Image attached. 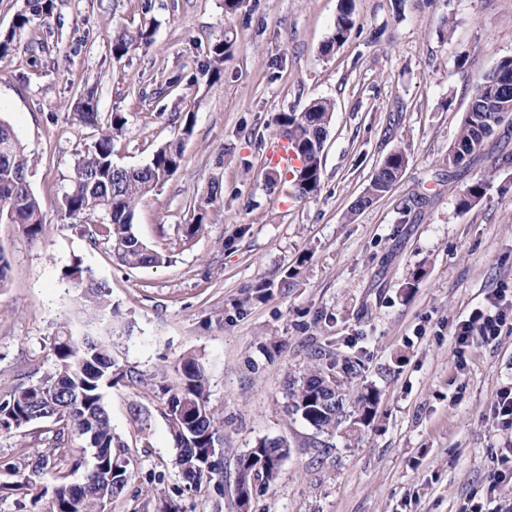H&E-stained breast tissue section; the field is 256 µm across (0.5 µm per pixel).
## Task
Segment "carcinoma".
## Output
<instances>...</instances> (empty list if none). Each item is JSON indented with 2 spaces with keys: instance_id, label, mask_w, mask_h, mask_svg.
Listing matches in <instances>:
<instances>
[{
  "instance_id": "1",
  "label": "carcinoma",
  "mask_w": 512,
  "mask_h": 512,
  "mask_svg": "<svg viewBox=\"0 0 512 512\" xmlns=\"http://www.w3.org/2000/svg\"><path fill=\"white\" fill-rule=\"evenodd\" d=\"M27 9L16 15L12 28L0 32V60L10 57L16 49L17 32L35 19H49L54 0H26ZM353 0H340L333 33L325 50L343 45L355 28ZM154 31L142 26L124 31L112 40V56L121 59L131 52L153 43ZM231 42L219 41L210 48L209 74L217 81L224 70V57L230 53ZM483 91L471 95L456 138L448 148L446 163L450 168L463 169L480 150L503 120L501 114L512 112V58L501 60L480 79ZM334 112L329 100L310 103L299 113L280 114L279 123L285 128V138L301 160L292 170V186L299 199L316 195L322 185V159L327 129ZM76 120L98 128L94 142L77 154L74 168L62 193V208L70 217L98 214L102 220L88 224L82 233L96 246L106 243L112 257L128 268L161 266L170 262L166 254L150 249L134 230L135 209L139 202L157 187L172 178L181 168L185 142L194 127V116L185 114L181 134L159 148L150 162L139 168L119 167L112 162V143L122 135L126 118L112 113L110 120L100 123L96 96L86 89L75 103ZM0 221L16 224L31 240L45 231L38 198L32 192L29 175L37 158L27 149L13 127L0 119ZM406 154L396 149L379 163L363 196L354 208H364L384 197L399 182L394 171L407 165ZM222 187L219 180L211 181L207 196L198 206L199 212L184 227L185 241L194 239L203 230L204 206L218 200ZM67 285L79 292L83 314L87 320L112 325L110 289L106 281L74 263L62 274ZM53 365L40 379L30 385H19L0 400V435L8 436L22 428L46 424L45 431L53 434L54 444L46 455L25 457L6 462L4 467L18 476L10 489L19 491L33 506L37 505L52 486L53 495L48 512H106L108 505L119 497L131 473L120 460L124 443L113 433L104 403L105 389L112 386L113 369L119 368L112 359V343L107 336H97L80 328H68L53 337L50 343ZM334 363L326 355L313 356V365L302 377L289 383L287 411L313 429L306 442L309 448H322L323 435H331L345 422L353 420V432L369 426L375 415L379 395L373 388L350 400L340 390L323 386L329 379ZM181 385L172 388L155 380L165 396L164 415L175 459L182 477L198 488L220 473L218 461L223 417L211 405L202 365L188 357L181 362ZM84 436L93 451L94 464L83 483L68 481L67 471L79 466L81 459L64 447L66 435ZM290 446L280 440H263L237 458L236 487L241 494L252 495L275 482ZM178 489L162 491L155 505L157 512H182L174 499Z\"/></svg>"
}]
</instances>
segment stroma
<instances>
[{"mask_svg": "<svg viewBox=\"0 0 512 512\" xmlns=\"http://www.w3.org/2000/svg\"><path fill=\"white\" fill-rule=\"evenodd\" d=\"M48 21L17 35L0 61V119L35 152L30 175L47 224L32 241L0 223L9 262L0 288V394L31 384L53 364L49 344L79 323L78 293L62 272L81 262L112 290L119 317L112 357L127 375L104 396L133 473L107 512H142L156 487L182 489L185 512H234L235 460L260 440H285L291 454L249 512H469L495 498L512 503V480L496 457L512 428L496 417L512 388V332L457 354L454 323L503 289L512 293V116L462 170L444 159L473 86L512 57V0H354L356 26L326 50L340 0H55ZM154 42L122 59L114 35L144 24ZM231 40L220 81L208 75L211 45ZM94 88L101 118L127 123L112 160L139 167L195 117L179 171L135 210L134 229L170 256L159 267L126 268L91 246L68 217L62 187L95 128L73 118L79 91ZM334 101L320 192L291 196L271 182L267 150L277 118L312 101ZM408 157L393 190L352 206L379 162ZM223 197L205 229L182 228L212 179ZM483 198L461 209L474 182ZM421 273L410 287L413 273ZM265 295H258V288ZM336 363L346 393H379L360 439L326 437L284 409L287 380L302 376L315 347ZM205 368L211 405L224 417L219 476L184 487L163 404L149 381H180L181 358ZM148 413L139 433L135 412Z\"/></svg>", "mask_w": 512, "mask_h": 512, "instance_id": "obj_1", "label": "stroma"}]
</instances>
